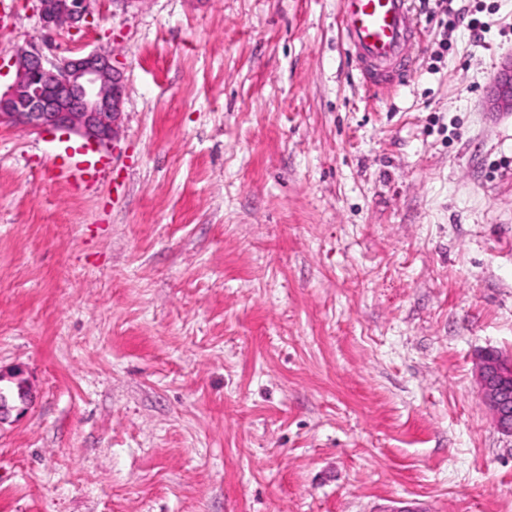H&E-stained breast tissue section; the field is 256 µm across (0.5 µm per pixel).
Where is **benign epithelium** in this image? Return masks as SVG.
Returning a JSON list of instances; mask_svg holds the SVG:
<instances>
[{
  "instance_id": "obj_1",
  "label": "benign epithelium",
  "mask_w": 512,
  "mask_h": 512,
  "mask_svg": "<svg viewBox=\"0 0 512 512\" xmlns=\"http://www.w3.org/2000/svg\"><path fill=\"white\" fill-rule=\"evenodd\" d=\"M97 0H35L48 30L78 33L93 21ZM15 76L0 91V123L31 131L75 133L99 146L116 140L124 98V71L113 55L100 50L49 61L32 45L12 60ZM488 112H512V56L502 60L487 91ZM480 396L496 426L512 434V357L481 356Z\"/></svg>"
}]
</instances>
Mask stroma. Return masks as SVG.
Returning a JSON list of instances; mask_svg holds the SVG:
<instances>
[{
  "mask_svg": "<svg viewBox=\"0 0 512 512\" xmlns=\"http://www.w3.org/2000/svg\"><path fill=\"white\" fill-rule=\"evenodd\" d=\"M405 85L364 88L340 0H97L0 60L114 53L122 124L0 125V512H512L482 355H512V0H409ZM484 27L475 31L471 19ZM484 108L488 112H512V56L500 63L492 83L487 91ZM82 158L76 166L66 174L67 181L75 188H87L91 181H95L106 173L107 164L100 157L81 154Z\"/></svg>",
  "mask_w": 512,
  "mask_h": 512,
  "instance_id": "obj_1",
  "label": "stroma"
}]
</instances>
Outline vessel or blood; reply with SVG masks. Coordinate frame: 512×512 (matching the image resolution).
<instances>
[{
    "instance_id": "b4317fda",
    "label": "vessel or blood",
    "mask_w": 512,
    "mask_h": 512,
    "mask_svg": "<svg viewBox=\"0 0 512 512\" xmlns=\"http://www.w3.org/2000/svg\"><path fill=\"white\" fill-rule=\"evenodd\" d=\"M341 16L366 85L378 88L403 79L412 66L408 48L416 37L408 0H341ZM106 170L101 158L86 153L66 178L72 186L85 188Z\"/></svg>"
}]
</instances>
